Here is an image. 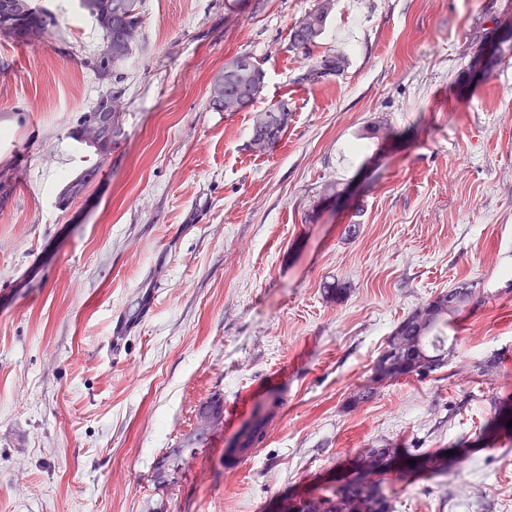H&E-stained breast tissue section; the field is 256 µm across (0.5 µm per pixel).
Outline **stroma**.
<instances>
[{
  "label": "stroma",
  "mask_w": 512,
  "mask_h": 512,
  "mask_svg": "<svg viewBox=\"0 0 512 512\" xmlns=\"http://www.w3.org/2000/svg\"><path fill=\"white\" fill-rule=\"evenodd\" d=\"M314 2L146 0L122 134L64 209L102 35L40 0L58 32L0 40V512H281L385 443L447 458L382 474L393 512H512L491 405L512 396V0H335L313 53L349 67L316 84L289 42ZM241 54L257 108L291 113L264 155L251 113L207 104ZM461 281L447 365L352 405L392 329ZM274 390L266 440L225 467ZM214 395L223 425L156 488ZM246 59L248 61L247 81L250 85L252 100L255 103L263 94L265 73L260 68L258 63L253 61V58L247 54L238 55L227 59L224 62V67L214 75L210 81L208 88L207 102L209 108L215 112H229L233 110L236 112H243L250 110L252 103L241 93L227 94L224 97V79L227 78L229 68L238 60ZM186 448H171L165 455H163L157 463V479L155 484L157 487L167 488L168 485L174 484L176 481H168L161 479L159 474L162 472L166 473H178L182 469L183 464V452Z\"/></svg>",
  "instance_id": "35a3bbf8"
}]
</instances>
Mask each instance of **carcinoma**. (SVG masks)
<instances>
[{
  "label": "carcinoma",
  "instance_id": "cac0c4a2",
  "mask_svg": "<svg viewBox=\"0 0 512 512\" xmlns=\"http://www.w3.org/2000/svg\"><path fill=\"white\" fill-rule=\"evenodd\" d=\"M80 10L88 15L103 35V45L90 60V66L101 84V92L90 108L92 112L112 113V121L89 132L77 119L69 131V137L77 144L95 149L96 154L104 157L112 149V139L120 131V110L115 102L121 100L123 93L119 87L121 70L137 44L144 23V0H78ZM332 9L326 0H316L313 7L299 17L291 26L289 41L293 49L310 56L312 48L324 35ZM56 27L50 12L39 6L35 0H0V38L15 42L36 41ZM248 61L247 81L250 85L252 100L260 99L264 91L265 73L258 63L247 54L227 59L224 67L214 75L208 88L207 102L215 112L224 111V79L229 68L237 61ZM348 58L342 52L326 53L312 61L305 79L311 80L315 72L324 75L339 76L344 73ZM268 118L255 139L249 141V149L263 154L272 149L288 126L290 113L284 103L274 104L262 112L255 113L253 122ZM96 166L91 164L83 168L60 191L58 204L68 206L94 178ZM475 288L467 282H459L443 291L431 300L407 314L392 330L386 340L383 356L394 362V372L388 380L394 382L402 377L417 376L425 378L448 364L447 337L441 335L442 328L448 325V318L455 315L473 299ZM369 377L351 397L353 405L358 406L374 399ZM283 403V393L273 392L266 403L254 410L251 418L241 427L238 439L232 448L225 452L224 464L233 465L248 448L259 447L267 436V426L271 414ZM182 448H172L157 463V473H178L183 464ZM375 462L381 471L398 457V449L389 444L374 449ZM358 474L334 487L330 494L312 497L302 506V512H392L389 497L381 486L364 491L358 486Z\"/></svg>",
  "mask_w": 512,
  "mask_h": 512
}]
</instances>
